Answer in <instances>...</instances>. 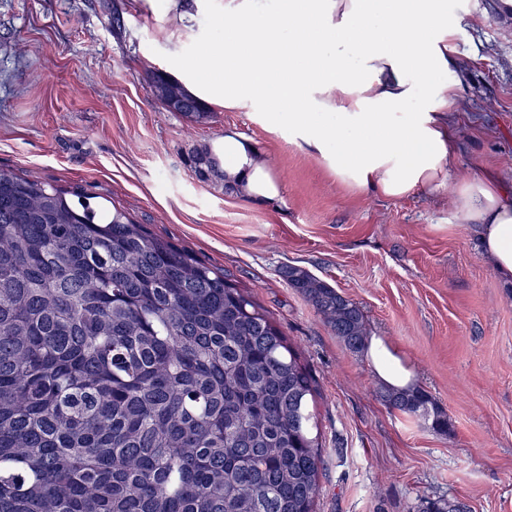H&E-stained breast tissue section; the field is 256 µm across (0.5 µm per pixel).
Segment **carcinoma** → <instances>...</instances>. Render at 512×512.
<instances>
[{
	"label": "carcinoma",
	"mask_w": 512,
	"mask_h": 512,
	"mask_svg": "<svg viewBox=\"0 0 512 512\" xmlns=\"http://www.w3.org/2000/svg\"><path fill=\"white\" fill-rule=\"evenodd\" d=\"M154 97L207 105L172 75ZM192 162L218 173L209 149ZM352 352L361 308L290 266ZM316 380L245 288L100 196L0 170V512H316ZM389 408L448 432L422 387ZM423 512H468L457 500Z\"/></svg>",
	"instance_id": "obj_1"
}]
</instances>
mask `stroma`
I'll return each instance as SVG.
<instances>
[{
    "label": "stroma",
    "instance_id": "1",
    "mask_svg": "<svg viewBox=\"0 0 512 512\" xmlns=\"http://www.w3.org/2000/svg\"><path fill=\"white\" fill-rule=\"evenodd\" d=\"M228 0H0V169L78 187L224 270L254 295L316 377L325 437L318 512H423L454 499L512 512V285L454 223L447 189L405 199L337 182L252 103L166 111L148 77L186 68L231 36ZM460 81L451 178L492 171L512 188V16L448 0ZM234 127L283 189L254 204L191 163ZM299 266L355 302L448 417L439 434L391 410L364 352L350 351L289 288Z\"/></svg>",
    "mask_w": 512,
    "mask_h": 512
}]
</instances>
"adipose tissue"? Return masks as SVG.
I'll use <instances>...</instances> for the list:
<instances>
[{
    "label": "adipose tissue",
    "instance_id": "ef3b65f1",
    "mask_svg": "<svg viewBox=\"0 0 512 512\" xmlns=\"http://www.w3.org/2000/svg\"><path fill=\"white\" fill-rule=\"evenodd\" d=\"M226 16L233 35L192 64V91L228 108L262 104L268 123L287 125L296 144L354 190L396 200L449 183L459 88L436 77L462 61L447 0H283L264 20L241 2ZM212 153L238 197H280L250 137L225 130ZM453 185V221L470 225L484 257L512 284V195L490 176ZM367 357L388 388L412 387L411 368L384 339L371 338Z\"/></svg>",
    "mask_w": 512,
    "mask_h": 512
}]
</instances>
